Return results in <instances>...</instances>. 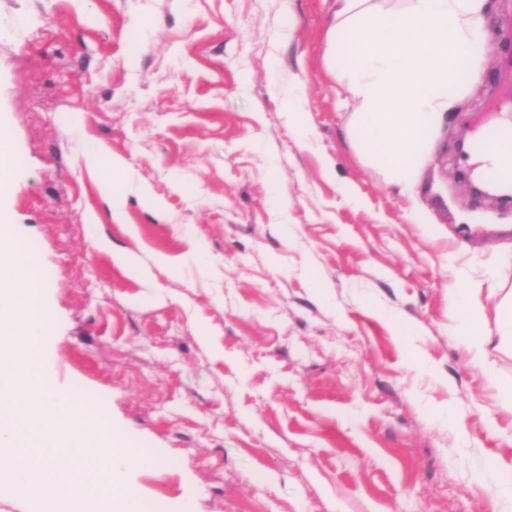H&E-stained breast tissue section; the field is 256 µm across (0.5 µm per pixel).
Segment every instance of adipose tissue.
<instances>
[{"instance_id": "ef3b65f1", "label": "adipose tissue", "mask_w": 512, "mask_h": 512, "mask_svg": "<svg viewBox=\"0 0 512 512\" xmlns=\"http://www.w3.org/2000/svg\"><path fill=\"white\" fill-rule=\"evenodd\" d=\"M381 10L373 0H336L327 61L360 99L349 136L391 183L411 188L431 154L436 133L455 105L459 77L482 78L479 57L486 29L485 0H409ZM484 282L460 290L471 362L489 370L480 341Z\"/></svg>"}]
</instances>
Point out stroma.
Here are the masks:
<instances>
[{
  "label": "stroma",
  "instance_id": "obj_1",
  "mask_svg": "<svg viewBox=\"0 0 512 512\" xmlns=\"http://www.w3.org/2000/svg\"><path fill=\"white\" fill-rule=\"evenodd\" d=\"M485 8L483 79L405 195L347 135L333 0H0V228L44 274L39 366L154 454L125 480L163 512H499L500 296L491 379L454 299L512 289V206L458 177L462 133L512 117ZM0 512L52 509L6 472Z\"/></svg>",
  "mask_w": 512,
  "mask_h": 512
}]
</instances>
